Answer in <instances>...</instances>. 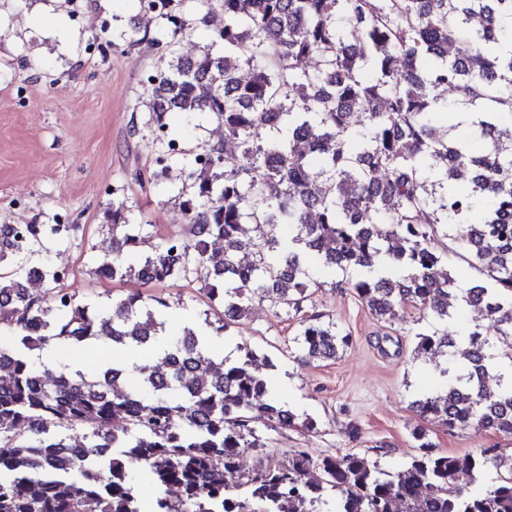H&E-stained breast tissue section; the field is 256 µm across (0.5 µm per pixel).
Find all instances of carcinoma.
I'll return each instance as SVG.
<instances>
[{"mask_svg": "<svg viewBox=\"0 0 512 512\" xmlns=\"http://www.w3.org/2000/svg\"><path fill=\"white\" fill-rule=\"evenodd\" d=\"M148 39L167 67L147 76L163 169L183 162L181 230L153 254L134 248L152 224L112 205V239L94 274L144 284L199 285L217 319L168 328L169 303L131 291L105 307L79 300L50 263L25 255L59 225L0 228V512H512V448L441 453L424 430L416 453L391 470L358 453L281 461L253 424L295 426L271 377V359L247 344L230 360L212 341L253 301L299 323L303 361L332 360L350 334L306 314L313 266L338 269L377 318L413 307L432 317L417 355L448 357L441 392L415 401L450 431L473 427L512 439V384L483 385L493 337L512 336V0H217L224 26L198 55L179 50L186 16L206 21L211 0H171ZM251 67L240 78L242 65ZM441 90L482 114L464 138L438 125ZM217 122L224 141L187 157L166 117ZM487 285H463L441 239L451 224ZM251 233L246 263L241 237ZM49 285L30 292L33 277ZM478 305L484 322L466 326ZM101 341L134 355L158 348L135 372L107 362L91 374L32 353ZM496 477L479 482L489 471ZM465 474L469 482L458 483Z\"/></svg>", "mask_w": 512, "mask_h": 512, "instance_id": "cac0c4a2", "label": "carcinoma"}]
</instances>
